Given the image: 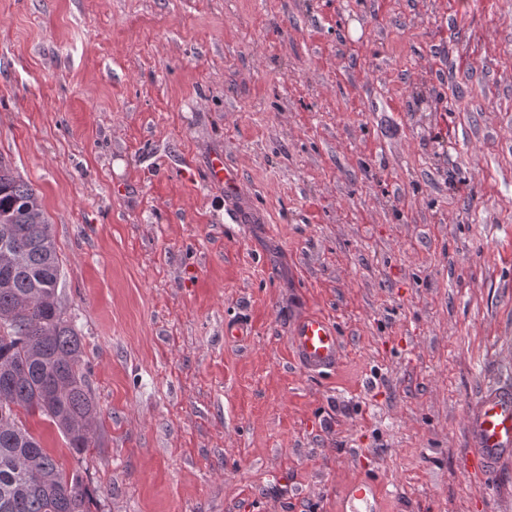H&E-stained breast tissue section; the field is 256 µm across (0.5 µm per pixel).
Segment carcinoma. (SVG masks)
<instances>
[{
  "instance_id": "obj_1",
  "label": "carcinoma",
  "mask_w": 512,
  "mask_h": 512,
  "mask_svg": "<svg viewBox=\"0 0 512 512\" xmlns=\"http://www.w3.org/2000/svg\"><path fill=\"white\" fill-rule=\"evenodd\" d=\"M12 228V262L0 268V512H91L77 473L68 474L19 419L39 413L66 448L84 454L100 446L92 429L97 402L80 356L82 336L58 298L59 256L41 199L31 184L0 167V227ZM77 370H67L69 362Z\"/></svg>"
}]
</instances>
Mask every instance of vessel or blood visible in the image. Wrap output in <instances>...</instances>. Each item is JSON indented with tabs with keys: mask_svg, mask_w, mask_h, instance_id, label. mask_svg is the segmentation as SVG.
Instances as JSON below:
<instances>
[{
	"mask_svg": "<svg viewBox=\"0 0 512 512\" xmlns=\"http://www.w3.org/2000/svg\"><path fill=\"white\" fill-rule=\"evenodd\" d=\"M208 178L223 183L225 196L237 194L238 174L222 159L212 161ZM289 343L296 363L305 371L334 370L342 361L343 346L336 326L323 316L300 315L290 328ZM465 431L471 468L494 474L512 463V384L496 383L485 387L467 410ZM378 494L373 482L354 481L348 488V497L353 503L351 512H360V505Z\"/></svg>",
	"mask_w": 512,
	"mask_h": 512,
	"instance_id": "b4317fda",
	"label": "vessel or blood"
}]
</instances>
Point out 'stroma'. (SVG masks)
Listing matches in <instances>:
<instances>
[{"label":"stroma","instance_id":"stroma-1","mask_svg":"<svg viewBox=\"0 0 512 512\" xmlns=\"http://www.w3.org/2000/svg\"><path fill=\"white\" fill-rule=\"evenodd\" d=\"M0 160L52 226L101 444L23 421L92 512H340L364 475L378 512H512L464 429L512 381V0H0ZM303 310L335 371L296 364ZM208 179L216 182L224 180V197H233L238 193V174L234 168L225 165L221 157L212 161L208 171ZM289 343L296 363L305 371L322 373L337 369L343 357V346L335 324L311 313L293 322Z\"/></svg>","mask_w":512,"mask_h":512}]
</instances>
